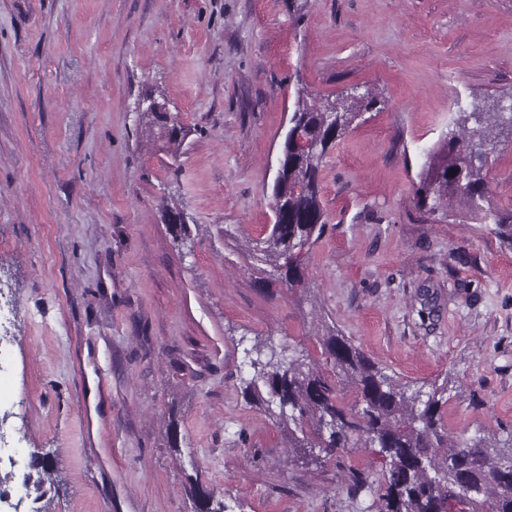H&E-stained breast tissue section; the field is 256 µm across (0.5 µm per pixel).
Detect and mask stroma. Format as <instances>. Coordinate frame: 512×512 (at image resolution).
<instances>
[{"label": "stroma", "mask_w": 512, "mask_h": 512, "mask_svg": "<svg viewBox=\"0 0 512 512\" xmlns=\"http://www.w3.org/2000/svg\"><path fill=\"white\" fill-rule=\"evenodd\" d=\"M302 91L384 106L325 158L304 287L269 288L242 252L274 222ZM159 94L181 145L135 110ZM492 101L512 106V0H0V512H196L191 475L227 512H377L347 482L378 477L370 451L296 460L242 394L245 348L327 371L332 328L410 389L448 382L451 437L512 436V135L483 169L504 227L415 196Z\"/></svg>", "instance_id": "obj_1"}]
</instances>
